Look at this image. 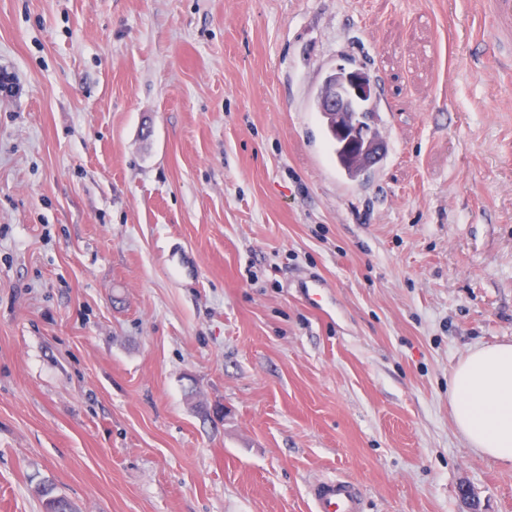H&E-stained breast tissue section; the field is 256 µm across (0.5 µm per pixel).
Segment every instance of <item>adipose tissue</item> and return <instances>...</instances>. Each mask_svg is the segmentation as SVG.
<instances>
[{"label":"adipose tissue","instance_id":"adipose-tissue-1","mask_svg":"<svg viewBox=\"0 0 512 512\" xmlns=\"http://www.w3.org/2000/svg\"><path fill=\"white\" fill-rule=\"evenodd\" d=\"M448 399L470 448L512 466V343L470 350L448 377Z\"/></svg>","mask_w":512,"mask_h":512}]
</instances>
